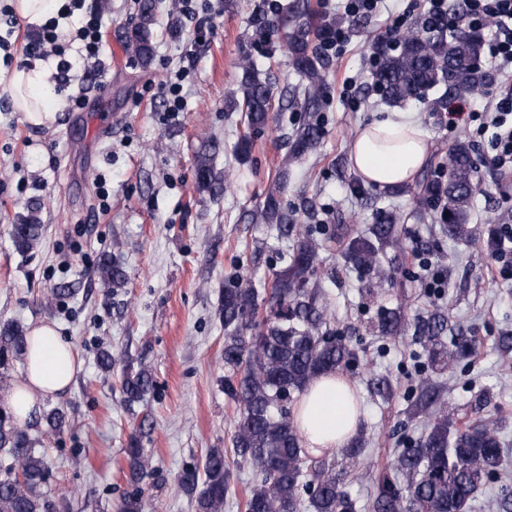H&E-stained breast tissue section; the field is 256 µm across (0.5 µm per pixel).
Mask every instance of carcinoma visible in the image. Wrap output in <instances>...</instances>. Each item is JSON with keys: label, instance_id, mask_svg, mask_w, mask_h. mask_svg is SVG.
Returning a JSON list of instances; mask_svg holds the SVG:
<instances>
[{"label": "carcinoma", "instance_id": "cac0c4a2", "mask_svg": "<svg viewBox=\"0 0 512 512\" xmlns=\"http://www.w3.org/2000/svg\"><path fill=\"white\" fill-rule=\"evenodd\" d=\"M341 17H316L298 5L272 25L291 57L304 84L303 111H320L324 97L325 73L332 65L326 47L333 41ZM484 32L461 30L448 38L428 35L410 27L390 48L375 45L376 65L373 85L391 105L421 102L426 91L444 85L458 95L482 92L490 80L481 56ZM127 49L141 62L153 55L148 17L132 31ZM241 96L227 101V108L241 110L251 133L261 132L273 108V90L260 78L254 63L244 57ZM323 135L317 121L297 127L288 161L293 163L314 150ZM210 144H203L195 159L199 190L218 197L232 190L230 173L213 165ZM439 167L448 170V181H426L415 194L419 218L441 224V232L455 240L470 241L469 204L478 188L472 147L458 143L448 151ZM287 170L269 186L264 201L251 220L275 226L280 238H298L290 261L273 273L269 311L257 320L259 291L250 283L237 281L224 288L219 314L224 320V393L241 406L233 433V453L252 466L256 480L245 492L244 512H357L356 500L342 489L341 478L329 471L322 457L303 446V437L294 424L292 406L317 377L335 374L344 377L355 353L330 327L333 309L319 284L309 285V275L322 263L321 253L336 242L331 229L303 228L296 212L282 204L287 189ZM401 216L389 214L367 233L348 236L345 258L359 277L378 292L391 282L380 254L400 239ZM43 225L32 217L13 225L12 237L21 252L32 249L41 239ZM106 288H120L125 281L122 267L104 260L98 269ZM422 341L429 372L415 388L411 417H422L424 432L415 444L402 449L389 471L377 481L375 512H464L473 494L493 480L501 465L503 441L492 421L477 425H453L452 413L443 402L444 384L437 378L461 358L471 354L473 345L464 331L449 338L448 315L436 309L410 322L403 310L383 309L376 329L384 337L398 338L409 326ZM25 350V334L19 326L0 324V368L9 358ZM152 373L143 366L126 365L121 376L124 401L132 405L145 399L153 389ZM45 433L61 431L65 417L58 410L42 416ZM37 440L29 428L18 426L0 409V512H54V504L42 497L38 488L49 477L43 455L35 452ZM362 441L353 440L343 449L345 468H355L363 460ZM130 479L136 485L120 505V512H142L141 484L152 476L145 450L137 441L125 449ZM203 488L197 489L196 470L188 469L178 487L198 492L197 512H224L228 492L229 467L224 449L212 448L204 462Z\"/></svg>", "mask_w": 512, "mask_h": 512}]
</instances>
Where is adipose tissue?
Instances as JSON below:
<instances>
[{
	"mask_svg": "<svg viewBox=\"0 0 512 512\" xmlns=\"http://www.w3.org/2000/svg\"><path fill=\"white\" fill-rule=\"evenodd\" d=\"M52 70L42 61L14 69L10 94L17 110L36 126L50 124L55 112L47 104L53 88ZM428 137L410 112H387L366 123L349 147L352 167L370 185L386 189L407 183L422 166ZM26 373L0 402L22 421L39 410L40 400L65 393L82 367L69 340L55 325L39 323L28 332L25 347ZM354 395L343 381L332 376L315 379L299 402L294 421L306 447L326 452L346 447L359 425Z\"/></svg>",
	"mask_w": 512,
	"mask_h": 512,
	"instance_id": "ef3b65f1",
	"label": "adipose tissue"
}]
</instances>
